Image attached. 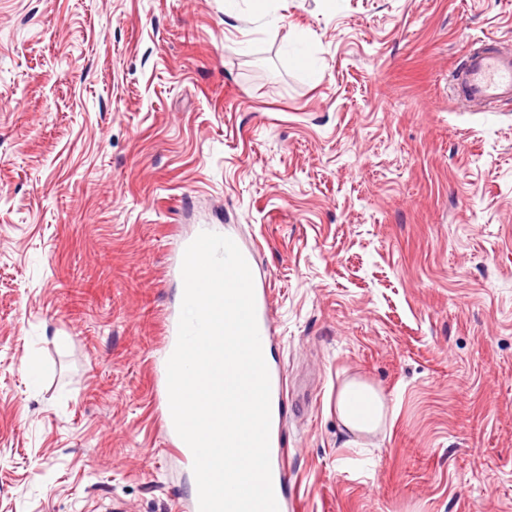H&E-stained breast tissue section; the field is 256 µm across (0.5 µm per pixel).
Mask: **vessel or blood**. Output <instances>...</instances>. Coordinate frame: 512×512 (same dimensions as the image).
<instances>
[{"instance_id":"b4317fda","label":"vessel or blood","mask_w":512,"mask_h":512,"mask_svg":"<svg viewBox=\"0 0 512 512\" xmlns=\"http://www.w3.org/2000/svg\"><path fill=\"white\" fill-rule=\"evenodd\" d=\"M457 91L464 99L491 106L512 99V53L491 48L471 50L456 78ZM257 324L262 342H269L272 328L269 321L270 296L266 286L254 288ZM272 482L279 512H288L290 483L282 463V452L271 448Z\"/></svg>"}]
</instances>
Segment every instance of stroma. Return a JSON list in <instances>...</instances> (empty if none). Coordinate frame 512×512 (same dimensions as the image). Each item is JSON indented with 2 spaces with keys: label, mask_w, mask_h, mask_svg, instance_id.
Segmentation results:
<instances>
[{
  "label": "stroma",
  "mask_w": 512,
  "mask_h": 512,
  "mask_svg": "<svg viewBox=\"0 0 512 512\" xmlns=\"http://www.w3.org/2000/svg\"><path fill=\"white\" fill-rule=\"evenodd\" d=\"M488 38L512 0H0V512H195L201 227L269 283L288 512H512V101L454 86ZM358 398L365 404V408L358 411L352 401ZM336 410L342 424L355 433L371 434L376 432L382 422L384 402L381 395L373 387L358 381H351L344 385L340 391Z\"/></svg>",
  "instance_id": "stroma-1"
}]
</instances>
